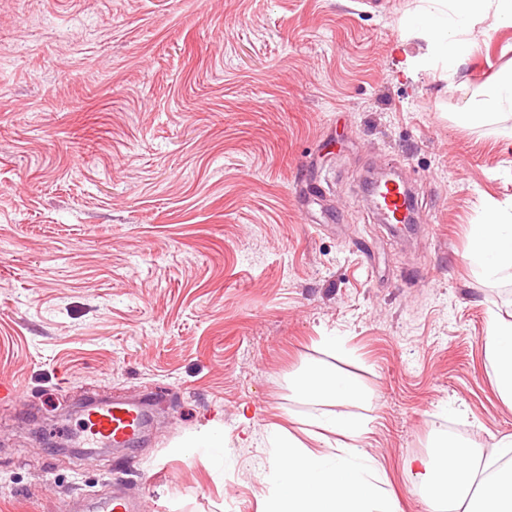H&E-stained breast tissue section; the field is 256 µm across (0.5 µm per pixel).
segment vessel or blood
Segmentation results:
<instances>
[{
  "instance_id": "vessel-or-blood-1",
  "label": "vessel or blood",
  "mask_w": 512,
  "mask_h": 512,
  "mask_svg": "<svg viewBox=\"0 0 512 512\" xmlns=\"http://www.w3.org/2000/svg\"><path fill=\"white\" fill-rule=\"evenodd\" d=\"M413 198L406 184L385 185L377 204L383 223H398ZM149 423L143 403L125 399H106L90 404L84 411L85 441L107 446H130L137 443ZM85 512H144L137 500L116 492L109 497L86 500Z\"/></svg>"
}]
</instances>
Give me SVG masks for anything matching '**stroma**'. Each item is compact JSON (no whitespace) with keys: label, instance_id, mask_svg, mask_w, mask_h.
<instances>
[{"label":"stroma","instance_id":"stroma-1","mask_svg":"<svg viewBox=\"0 0 512 512\" xmlns=\"http://www.w3.org/2000/svg\"><path fill=\"white\" fill-rule=\"evenodd\" d=\"M411 0H0V512H61L124 489L147 512H258L268 425L322 405L291 377L353 374L401 512L435 440L512 435L484 340L512 277L465 255L512 150L456 112L512 65L478 38L452 81L411 79ZM412 185L394 234L362 191ZM341 336L345 351L320 344ZM152 403L132 448L67 447L89 399ZM227 454L203 447L214 426Z\"/></svg>","mask_w":512,"mask_h":512}]
</instances>
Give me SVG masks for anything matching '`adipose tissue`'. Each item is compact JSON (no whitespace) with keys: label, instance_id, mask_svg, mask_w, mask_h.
<instances>
[{"label":"adipose tissue","instance_id":"obj_1","mask_svg":"<svg viewBox=\"0 0 512 512\" xmlns=\"http://www.w3.org/2000/svg\"><path fill=\"white\" fill-rule=\"evenodd\" d=\"M512 28V0H415L406 16L404 39L424 44L407 57L404 72L415 78L436 70L450 80L468 59L476 34ZM512 66L498 71L492 84L470 100L456 119L461 126L489 129L512 147ZM470 264L486 281L512 269V198L493 200L470 228ZM496 392L512 407V321L492 318L484 341ZM295 394L327 404L360 402L370 394L347 372L310 365L292 382ZM274 461L266 480L270 493L261 512H399L377 469L346 453L310 448L280 426H271ZM425 491L431 512H512V462L467 451L452 440L436 443L429 456L409 462Z\"/></svg>","mask_w":512,"mask_h":512}]
</instances>
